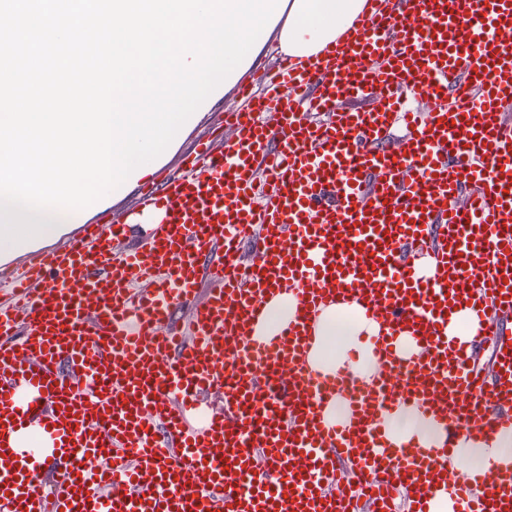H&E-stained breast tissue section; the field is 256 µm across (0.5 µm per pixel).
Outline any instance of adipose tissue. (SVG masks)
<instances>
[{
  "label": "adipose tissue",
  "instance_id": "obj_1",
  "mask_svg": "<svg viewBox=\"0 0 512 512\" xmlns=\"http://www.w3.org/2000/svg\"><path fill=\"white\" fill-rule=\"evenodd\" d=\"M371 7V0H288L283 15L264 38L262 49L300 62L309 60L355 27ZM378 331V323L365 317L357 303L340 301L324 306L315 319L308 362L324 377L344 370L359 380H368L378 364L363 340ZM379 417L391 447L416 442L426 448H438L445 439L437 421L412 407L398 405L381 411ZM444 462L449 478L465 477L473 495L483 496L491 467L512 464V430L481 439L461 436Z\"/></svg>",
  "mask_w": 512,
  "mask_h": 512
}]
</instances>
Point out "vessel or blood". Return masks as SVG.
I'll list each match as a JSON object with an SVG mask.
<instances>
[{
  "label": "vessel or blood",
  "mask_w": 512,
  "mask_h": 512,
  "mask_svg": "<svg viewBox=\"0 0 512 512\" xmlns=\"http://www.w3.org/2000/svg\"><path fill=\"white\" fill-rule=\"evenodd\" d=\"M508 34L512 0H387L323 60L239 88L234 139L133 212L150 248L87 224L0 271V512H423L442 452L383 446L380 411L414 405L452 441L512 429ZM285 292L287 327L256 335ZM338 300L379 324L370 382L308 368ZM457 309L488 368L449 338ZM337 393L351 416L330 426ZM487 481L478 500L457 481L454 512H512L500 469Z\"/></svg>",
  "instance_id": "b4317fda"
}]
</instances>
